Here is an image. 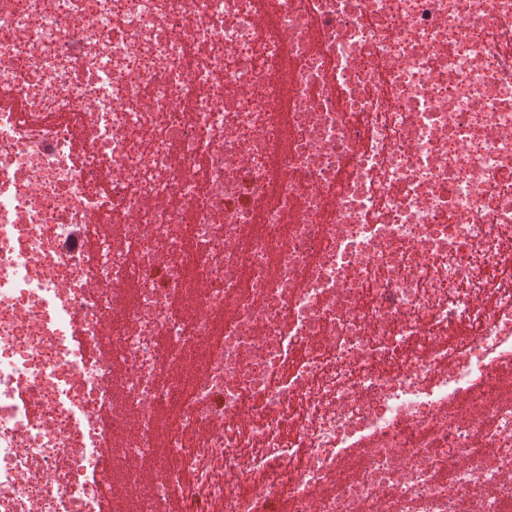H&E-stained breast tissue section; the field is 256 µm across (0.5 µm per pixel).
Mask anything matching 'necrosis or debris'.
I'll return each instance as SVG.
<instances>
[{
	"label": "necrosis or debris",
	"instance_id": "4bbe7bcc",
	"mask_svg": "<svg viewBox=\"0 0 512 512\" xmlns=\"http://www.w3.org/2000/svg\"><path fill=\"white\" fill-rule=\"evenodd\" d=\"M0 0V512H512V0Z\"/></svg>",
	"mask_w": 512,
	"mask_h": 512
}]
</instances>
